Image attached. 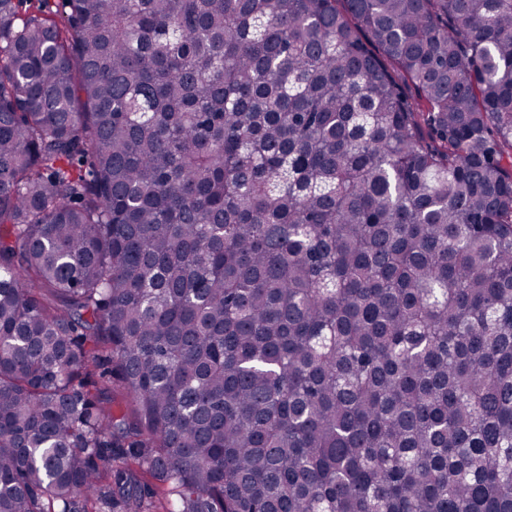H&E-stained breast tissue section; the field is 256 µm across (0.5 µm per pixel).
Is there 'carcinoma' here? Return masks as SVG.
<instances>
[{
    "label": "carcinoma",
    "instance_id": "carcinoma-1",
    "mask_svg": "<svg viewBox=\"0 0 512 512\" xmlns=\"http://www.w3.org/2000/svg\"><path fill=\"white\" fill-rule=\"evenodd\" d=\"M22 2L0 512H512V0Z\"/></svg>",
    "mask_w": 512,
    "mask_h": 512
}]
</instances>
